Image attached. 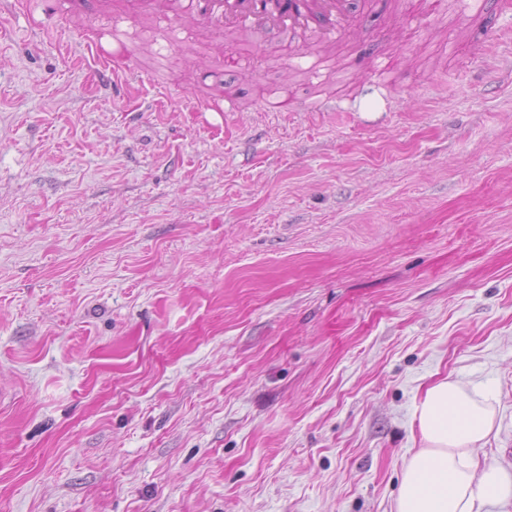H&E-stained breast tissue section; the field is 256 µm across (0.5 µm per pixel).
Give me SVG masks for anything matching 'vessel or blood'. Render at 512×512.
<instances>
[{
  "label": "vessel or blood",
  "mask_w": 512,
  "mask_h": 512,
  "mask_svg": "<svg viewBox=\"0 0 512 512\" xmlns=\"http://www.w3.org/2000/svg\"><path fill=\"white\" fill-rule=\"evenodd\" d=\"M366 0H126L131 17L158 13L201 30H247L288 35L305 45H332L347 31ZM67 57L88 65L113 94L148 83L123 47L92 37L69 45Z\"/></svg>",
  "instance_id": "1"
}]
</instances>
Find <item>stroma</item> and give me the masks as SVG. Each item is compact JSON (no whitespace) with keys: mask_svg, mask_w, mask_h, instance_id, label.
<instances>
[{"mask_svg":"<svg viewBox=\"0 0 512 512\" xmlns=\"http://www.w3.org/2000/svg\"><path fill=\"white\" fill-rule=\"evenodd\" d=\"M447 2L319 75L98 0L0 18V512H395L445 378L512 472V0ZM81 31L152 84L97 87ZM218 79L232 111L181 108Z\"/></svg>","mask_w":512,"mask_h":512,"instance_id":"obj_1","label":"stroma"}]
</instances>
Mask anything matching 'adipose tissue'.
Segmentation results:
<instances>
[{
	"instance_id": "adipose-tissue-1",
	"label": "adipose tissue",
	"mask_w": 512,
	"mask_h": 512,
	"mask_svg": "<svg viewBox=\"0 0 512 512\" xmlns=\"http://www.w3.org/2000/svg\"><path fill=\"white\" fill-rule=\"evenodd\" d=\"M494 401L472 382L425 390L414 409L421 446L405 462L396 512H484L512 499V473L475 456L495 427Z\"/></svg>"
}]
</instances>
